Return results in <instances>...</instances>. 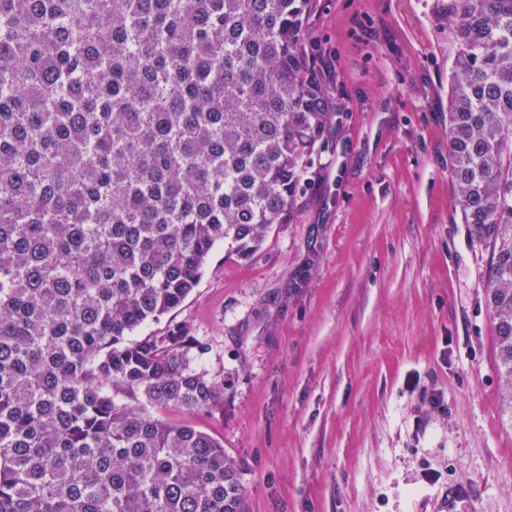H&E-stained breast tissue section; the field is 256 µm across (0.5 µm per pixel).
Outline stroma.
I'll return each mask as SVG.
<instances>
[{
    "mask_svg": "<svg viewBox=\"0 0 512 512\" xmlns=\"http://www.w3.org/2000/svg\"><path fill=\"white\" fill-rule=\"evenodd\" d=\"M337 114L291 223L242 259L218 243L148 333L206 344L224 407L166 412L223 442L248 512H512L490 253L448 160V0H314ZM313 259L303 287L296 271Z\"/></svg>",
    "mask_w": 512,
    "mask_h": 512,
    "instance_id": "stroma-1",
    "label": "stroma"
}]
</instances>
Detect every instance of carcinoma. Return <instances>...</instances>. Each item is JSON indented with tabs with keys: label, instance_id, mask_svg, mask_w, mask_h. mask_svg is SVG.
I'll list each match as a JSON object with an SVG mask.
<instances>
[{
	"label": "carcinoma",
	"instance_id": "cac0c4a2",
	"mask_svg": "<svg viewBox=\"0 0 512 512\" xmlns=\"http://www.w3.org/2000/svg\"><path fill=\"white\" fill-rule=\"evenodd\" d=\"M313 0H0V512H245L193 336L221 240L288 224L332 122ZM449 162L512 402V0H448Z\"/></svg>",
	"mask_w": 512,
	"mask_h": 512
}]
</instances>
